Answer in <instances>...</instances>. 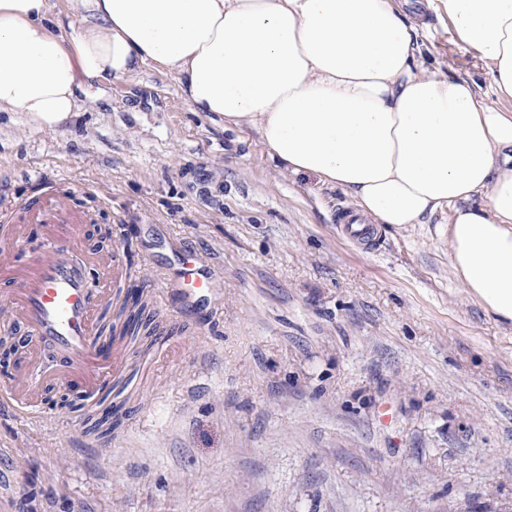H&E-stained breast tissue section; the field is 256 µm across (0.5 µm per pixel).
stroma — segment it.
Listing matches in <instances>:
<instances>
[{"label": "stroma", "mask_w": 512, "mask_h": 512, "mask_svg": "<svg viewBox=\"0 0 512 512\" xmlns=\"http://www.w3.org/2000/svg\"><path fill=\"white\" fill-rule=\"evenodd\" d=\"M427 66L497 100L476 52L432 0ZM47 125L0 112V224L53 185L89 224V248H125L133 285L214 270L187 329L121 362L101 448L78 386L42 391L48 425L0 414V512H512V322L489 314L448 258L452 208L383 229L337 222L341 189L281 171L257 134L191 112L152 67L78 92ZM111 230L100 240L97 227Z\"/></svg>", "instance_id": "35a3bbf8"}]
</instances>
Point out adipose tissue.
Returning a JSON list of instances; mask_svg holds the SVG:
<instances>
[{"label":"adipose tissue","mask_w":512,"mask_h":512,"mask_svg":"<svg viewBox=\"0 0 512 512\" xmlns=\"http://www.w3.org/2000/svg\"><path fill=\"white\" fill-rule=\"evenodd\" d=\"M499 105L427 67L401 0H0V112L69 122L80 85L145 65L193 112L256 132L282 170L342 189L370 223L453 207L448 257L512 322V0H440Z\"/></svg>","instance_id":"1"}]
</instances>
